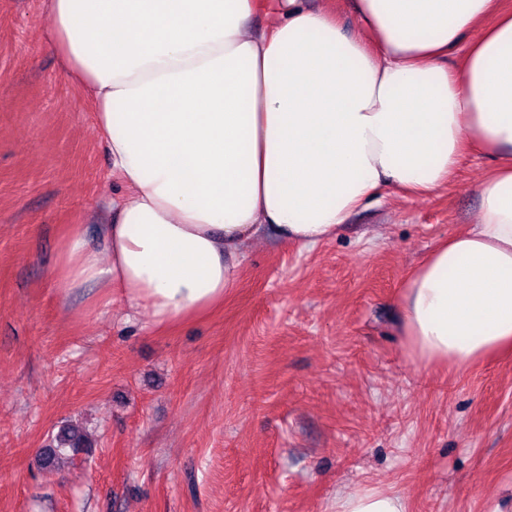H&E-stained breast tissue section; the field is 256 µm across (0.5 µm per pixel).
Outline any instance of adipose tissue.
I'll use <instances>...</instances> for the list:
<instances>
[{
  "mask_svg": "<svg viewBox=\"0 0 512 512\" xmlns=\"http://www.w3.org/2000/svg\"><path fill=\"white\" fill-rule=\"evenodd\" d=\"M497 0H357L365 38L303 0H46L47 40L92 100L127 192L99 243L71 225L53 278L95 282L155 325L236 287L264 231L313 247L366 201L427 197L491 161L472 224L406 277L419 362L512 351V12ZM459 54L456 65L448 58ZM336 512H408L366 489Z\"/></svg>",
  "mask_w": 512,
  "mask_h": 512,
  "instance_id": "ef3b65f1",
  "label": "adipose tissue"
}]
</instances>
